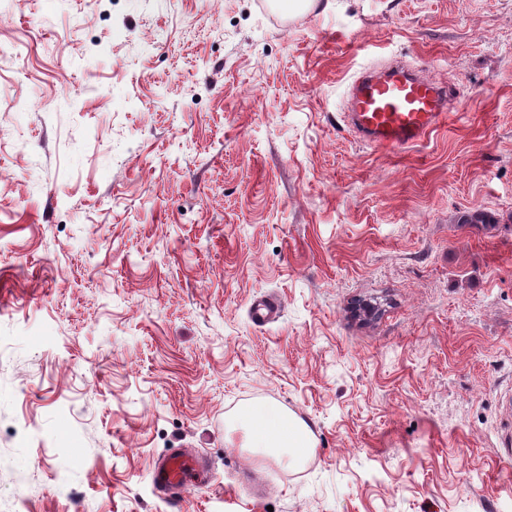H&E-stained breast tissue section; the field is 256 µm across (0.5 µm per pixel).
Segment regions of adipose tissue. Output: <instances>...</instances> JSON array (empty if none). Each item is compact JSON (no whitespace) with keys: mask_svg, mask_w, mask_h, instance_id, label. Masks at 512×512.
I'll return each instance as SVG.
<instances>
[{"mask_svg":"<svg viewBox=\"0 0 512 512\" xmlns=\"http://www.w3.org/2000/svg\"><path fill=\"white\" fill-rule=\"evenodd\" d=\"M245 446L253 453L302 463L313 449L307 428L283 412L257 408L242 416Z\"/></svg>","mask_w":512,"mask_h":512,"instance_id":"obj_1","label":"adipose tissue"}]
</instances>
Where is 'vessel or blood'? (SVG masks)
<instances>
[{
  "mask_svg": "<svg viewBox=\"0 0 512 512\" xmlns=\"http://www.w3.org/2000/svg\"><path fill=\"white\" fill-rule=\"evenodd\" d=\"M455 99L451 86L392 60L380 69L365 68L351 83L346 118L361 141L397 150L436 131ZM251 309L253 319L264 324L274 322L281 313L278 299L268 296L256 298ZM201 466V461L180 456L159 458L153 465L154 480L179 498L190 473Z\"/></svg>",
  "mask_w": 512,
  "mask_h": 512,
  "instance_id": "1",
  "label": "vessel or blood"
}]
</instances>
